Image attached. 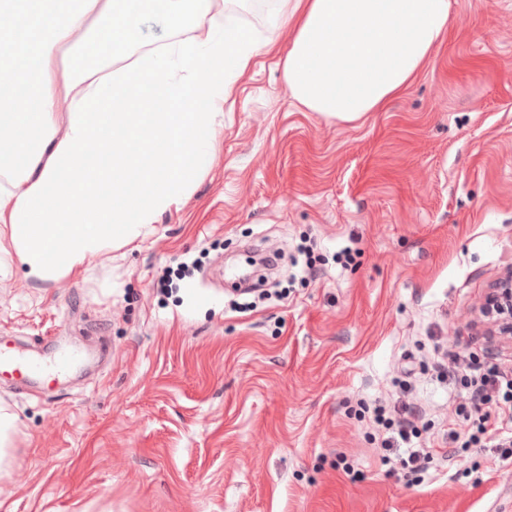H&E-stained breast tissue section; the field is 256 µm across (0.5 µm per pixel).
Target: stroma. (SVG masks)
<instances>
[{"label": "stroma", "mask_w": 512, "mask_h": 512, "mask_svg": "<svg viewBox=\"0 0 512 512\" xmlns=\"http://www.w3.org/2000/svg\"><path fill=\"white\" fill-rule=\"evenodd\" d=\"M275 6L216 4L273 50L188 198L92 272L0 276V341L94 353L61 380L0 381L19 424L0 512H512V457L445 447L458 389L435 369L444 350L512 373L480 316L512 269V0H452L423 70L356 122L292 102ZM268 254L273 278L238 289ZM399 379L433 458L392 475L357 409Z\"/></svg>", "instance_id": "obj_1"}]
</instances>
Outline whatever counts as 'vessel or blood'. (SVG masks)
<instances>
[{"mask_svg":"<svg viewBox=\"0 0 512 512\" xmlns=\"http://www.w3.org/2000/svg\"><path fill=\"white\" fill-rule=\"evenodd\" d=\"M83 360L80 351L57 348L37 357L13 346H0V379L24 381L67 374Z\"/></svg>","mask_w":512,"mask_h":512,"instance_id":"obj_1","label":"vessel or blood"}]
</instances>
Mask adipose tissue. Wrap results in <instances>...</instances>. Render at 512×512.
<instances>
[{"mask_svg":"<svg viewBox=\"0 0 512 512\" xmlns=\"http://www.w3.org/2000/svg\"><path fill=\"white\" fill-rule=\"evenodd\" d=\"M40 34L30 66L0 32V274L55 281L91 270L190 194L213 158L235 82L265 45L211 14L212 0H76ZM283 61L302 109L357 121L384 109L448 34L450 0H278ZM159 12L166 42L140 51ZM111 35L106 61L74 70L76 34Z\"/></svg>","mask_w":512,"mask_h":512,"instance_id":"1","label":"adipose tissue"}]
</instances>
